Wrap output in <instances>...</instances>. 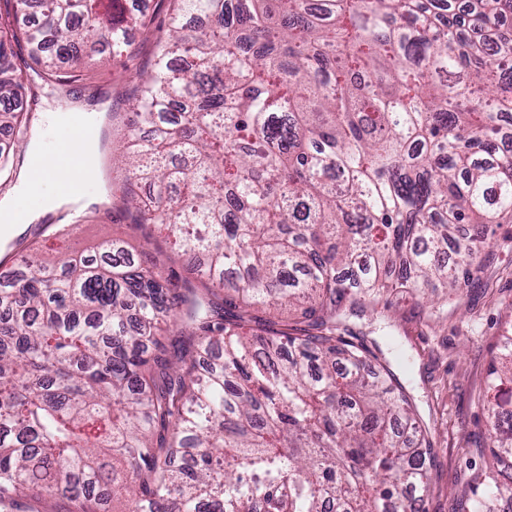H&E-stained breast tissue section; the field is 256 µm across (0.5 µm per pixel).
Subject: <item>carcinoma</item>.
I'll return each mask as SVG.
<instances>
[{
    "label": "carcinoma",
    "mask_w": 512,
    "mask_h": 512,
    "mask_svg": "<svg viewBox=\"0 0 512 512\" xmlns=\"http://www.w3.org/2000/svg\"><path fill=\"white\" fill-rule=\"evenodd\" d=\"M172 2L120 211L196 258L197 284L120 238L0 277V512L34 487L78 512H422L432 437L348 320L391 318L402 289L457 298L512 223V0H466L465 21L455 0ZM152 22L130 0H6L0 129L26 133L37 81L78 80L61 61ZM13 173L0 149L1 190ZM497 359L499 461L512 336ZM500 495L489 478L471 512Z\"/></svg>",
    "instance_id": "carcinoma-1"
}]
</instances>
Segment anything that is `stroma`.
<instances>
[{
	"label": "stroma",
	"mask_w": 512,
	"mask_h": 512,
	"mask_svg": "<svg viewBox=\"0 0 512 512\" xmlns=\"http://www.w3.org/2000/svg\"><path fill=\"white\" fill-rule=\"evenodd\" d=\"M137 7L152 17L150 29L130 31L135 54L132 69L111 46L81 70L70 94L44 91L32 102L33 117L64 105L103 116L104 145L99 148L97 175L89 189L96 209L87 214L78 238L85 250L121 236L130 243L146 244L150 259L178 278L191 277L194 264L178 257L164 237L145 240L142 231L130 226L114 207L105 184L122 186L126 177L122 135L131 115L127 97L135 69H150L156 43L168 27V0H137ZM484 268L467 288L461 289L459 307H448L447 318L438 324L427 321L409 295L398 296L395 325L374 327L372 336L382 346L394 373L415 397L420 414L434 435L433 485L425 498L426 512H454L473 497L476 480L495 468L496 462L482 448L485 413L483 397L492 347L512 336V224L497 227L492 253Z\"/></svg>",
	"instance_id": "35a3bbf8"
}]
</instances>
